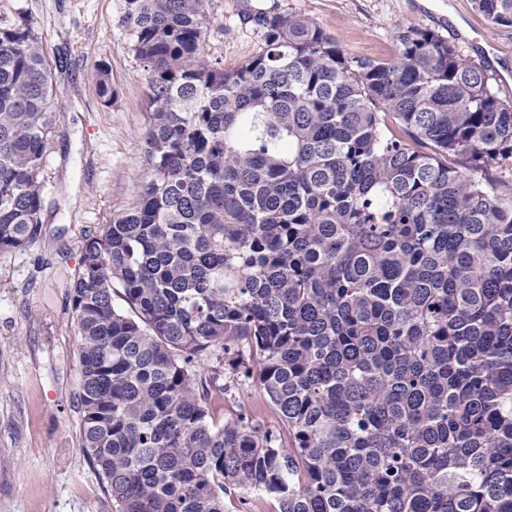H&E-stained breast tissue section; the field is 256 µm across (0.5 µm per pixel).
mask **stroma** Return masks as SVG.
<instances>
[{
    "label": "stroma",
    "mask_w": 512,
    "mask_h": 512,
    "mask_svg": "<svg viewBox=\"0 0 512 512\" xmlns=\"http://www.w3.org/2000/svg\"><path fill=\"white\" fill-rule=\"evenodd\" d=\"M315 19L352 58L395 54V26L429 28L485 65L512 100V27L493 26L472 0H208L205 55L232 70L259 38L242 6ZM120 0H0V24L28 20L52 68L58 124L46 155L39 234L0 252V512H112V498L82 448L79 336L70 294L82 244L131 206L144 174L146 74L118 23ZM107 66L116 96L98 95ZM212 420L247 413L261 429L281 422L256 384L212 390Z\"/></svg>",
    "instance_id": "1"
}]
</instances>
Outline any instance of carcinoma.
<instances>
[{"mask_svg":"<svg viewBox=\"0 0 512 512\" xmlns=\"http://www.w3.org/2000/svg\"><path fill=\"white\" fill-rule=\"evenodd\" d=\"M474 2L512 26V0ZM206 4L120 3L145 173L71 292L82 448L112 512H224L236 491L278 512H512V193L481 179L512 169V104L434 31L355 59L275 9L239 12L262 47L225 70ZM52 96L29 22L0 26V251L37 237ZM224 365L283 428L214 424Z\"/></svg>","mask_w":512,"mask_h":512,"instance_id":"cac0c4a2","label":"carcinoma"}]
</instances>
